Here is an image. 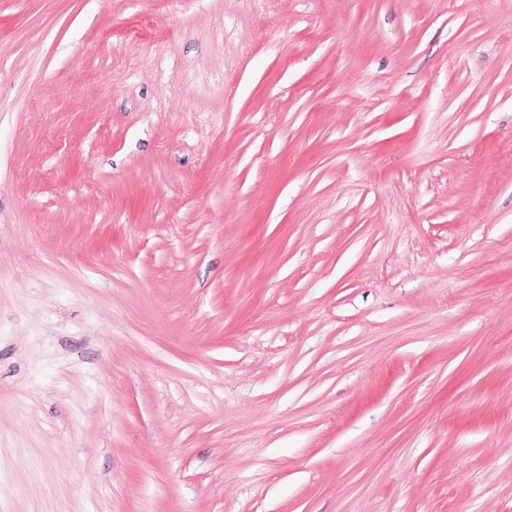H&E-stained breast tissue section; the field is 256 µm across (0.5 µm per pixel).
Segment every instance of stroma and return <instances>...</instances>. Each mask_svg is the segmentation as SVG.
Masks as SVG:
<instances>
[{
    "label": "stroma",
    "instance_id": "stroma-1",
    "mask_svg": "<svg viewBox=\"0 0 512 512\" xmlns=\"http://www.w3.org/2000/svg\"><path fill=\"white\" fill-rule=\"evenodd\" d=\"M0 512H512V0H0Z\"/></svg>",
    "mask_w": 512,
    "mask_h": 512
}]
</instances>
